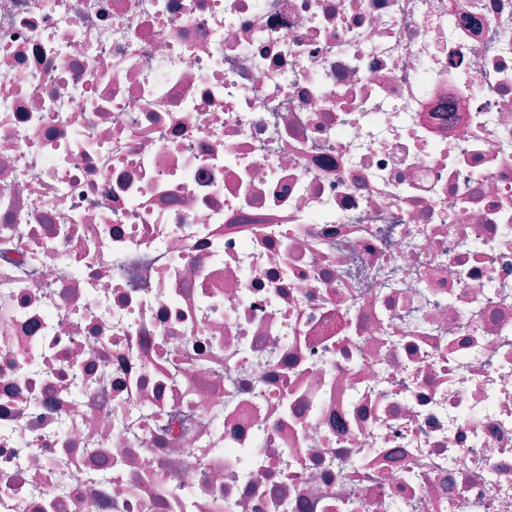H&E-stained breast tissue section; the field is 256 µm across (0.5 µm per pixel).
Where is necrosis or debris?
<instances>
[{
  "mask_svg": "<svg viewBox=\"0 0 512 512\" xmlns=\"http://www.w3.org/2000/svg\"><path fill=\"white\" fill-rule=\"evenodd\" d=\"M0 512H512V0H0Z\"/></svg>",
  "mask_w": 512,
  "mask_h": 512,
  "instance_id": "obj_1",
  "label": "necrosis or debris"
}]
</instances>
